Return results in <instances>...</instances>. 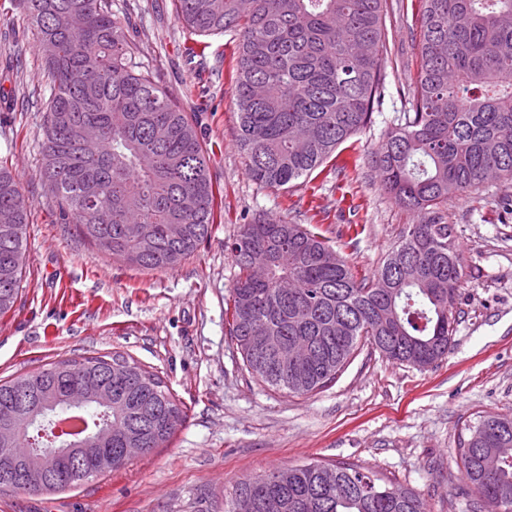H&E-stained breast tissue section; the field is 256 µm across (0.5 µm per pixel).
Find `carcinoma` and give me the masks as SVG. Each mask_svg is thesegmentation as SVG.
<instances>
[{"mask_svg": "<svg viewBox=\"0 0 512 512\" xmlns=\"http://www.w3.org/2000/svg\"><path fill=\"white\" fill-rule=\"evenodd\" d=\"M422 66L409 108L372 156L380 183L421 215L395 251L359 279L318 234L283 218H258L231 243L238 268L225 309L229 335L259 382L296 395L332 383L363 344L403 363L444 358L459 313L464 268L443 204L512 184V0H422ZM38 39L52 84L44 115L40 177L67 224L93 247L141 269L162 271L211 235L217 193L198 126L136 59L125 17L111 0H15ZM387 0H177L179 22L201 36H238L233 95L237 144L250 178L288 189L310 176L371 122L384 89ZM85 17L71 27L73 14ZM30 204L0 164V314L22 294ZM267 336L255 347L250 337ZM292 336L308 356L282 367L273 348ZM93 376L112 386L108 407L86 404L77 435L127 426L151 454L185 421L183 404L154 372L120 352L51 362L0 380V426L24 431L27 450L55 455L65 397ZM455 464L475 495L470 512H497L512 497V416L487 413L465 427ZM113 437L95 455H56L42 491H65L111 473ZM306 462L237 485L254 512H427L413 489L355 463Z\"/></svg>", "mask_w": 512, "mask_h": 512, "instance_id": "obj_1", "label": "carcinoma"}]
</instances>
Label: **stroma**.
<instances>
[{
    "mask_svg": "<svg viewBox=\"0 0 512 512\" xmlns=\"http://www.w3.org/2000/svg\"><path fill=\"white\" fill-rule=\"evenodd\" d=\"M138 56L194 113L220 197L212 233L177 266L140 270L102 256L59 220L40 178L50 84L33 30L0 0V163L31 204L20 301L0 315V378L113 351L158 374L187 418L170 442L64 492L0 493V512H224L236 486L309 460L359 463L414 489L428 512H467L455 465L466 424L512 414V187L449 199L464 265L447 356L418 368L370 347L336 381L296 396L245 369L225 320L236 280L229 246L255 216H288L322 235L357 276L371 275L417 221L380 187L370 155L408 108L421 68V0H387L384 97L371 124L310 179L277 190L247 174L237 146L232 33L199 38L174 0H112ZM208 46L200 62L191 48Z\"/></svg>",
    "mask_w": 512,
    "mask_h": 512,
    "instance_id": "1",
    "label": "stroma"
}]
</instances>
